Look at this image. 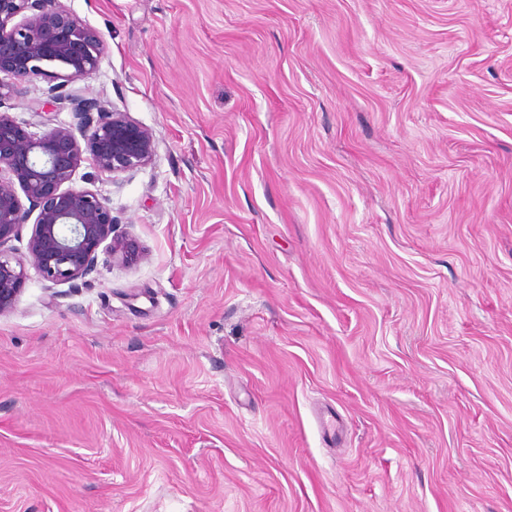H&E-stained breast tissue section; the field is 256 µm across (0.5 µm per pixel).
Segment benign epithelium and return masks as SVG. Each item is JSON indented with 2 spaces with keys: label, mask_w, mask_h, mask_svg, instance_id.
<instances>
[{
  "label": "benign epithelium",
  "mask_w": 512,
  "mask_h": 512,
  "mask_svg": "<svg viewBox=\"0 0 512 512\" xmlns=\"http://www.w3.org/2000/svg\"><path fill=\"white\" fill-rule=\"evenodd\" d=\"M104 54L97 29L61 0H0V99L43 78L47 103L73 114L74 122L37 133L0 111V314L23 292L27 267L45 281L63 284L94 271L100 248L134 266L145 257L139 241L116 233L117 219L105 197L63 185L87 162L112 177L141 169L155 154L152 132L125 112L67 91L70 82L94 75ZM28 205H23L18 193ZM35 217L22 256L1 250Z\"/></svg>",
  "instance_id": "obj_1"
}]
</instances>
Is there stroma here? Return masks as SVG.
Returning <instances> with one entry per match:
<instances>
[{"instance_id":"stroma-1","label":"stroma","mask_w":512,"mask_h":512,"mask_svg":"<svg viewBox=\"0 0 512 512\" xmlns=\"http://www.w3.org/2000/svg\"><path fill=\"white\" fill-rule=\"evenodd\" d=\"M61 2L146 257L0 316V512H512V0Z\"/></svg>"}]
</instances>
